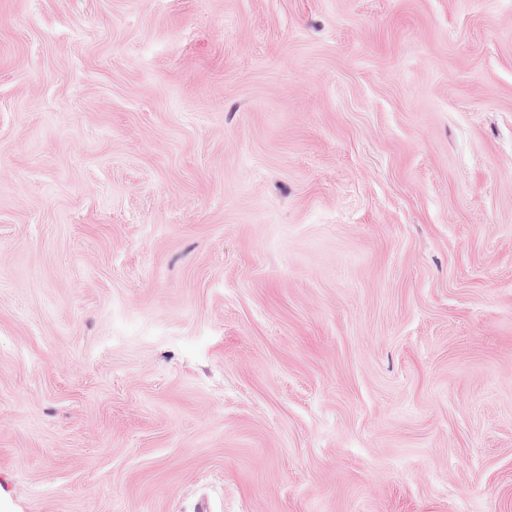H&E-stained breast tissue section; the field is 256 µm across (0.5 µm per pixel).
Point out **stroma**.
<instances>
[{"mask_svg": "<svg viewBox=\"0 0 512 512\" xmlns=\"http://www.w3.org/2000/svg\"><path fill=\"white\" fill-rule=\"evenodd\" d=\"M512 512V0H0V512Z\"/></svg>", "mask_w": 512, "mask_h": 512, "instance_id": "35a3bbf8", "label": "stroma"}]
</instances>
